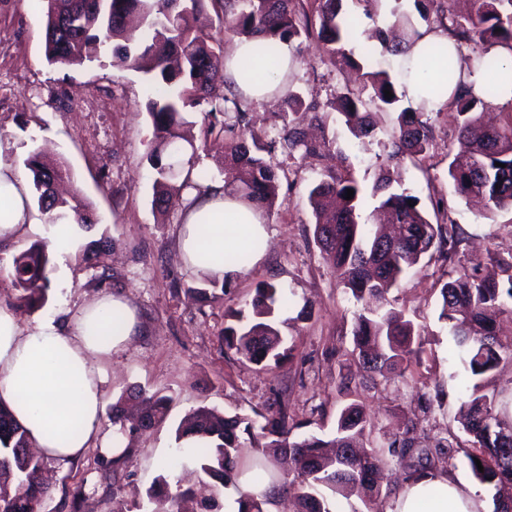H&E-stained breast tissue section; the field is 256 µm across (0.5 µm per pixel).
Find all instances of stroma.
<instances>
[{
  "label": "stroma",
  "instance_id": "stroma-1",
  "mask_svg": "<svg viewBox=\"0 0 512 512\" xmlns=\"http://www.w3.org/2000/svg\"><path fill=\"white\" fill-rule=\"evenodd\" d=\"M45 25L38 0H0V134L19 141L22 152L16 165L40 149L64 161L98 223L60 257L72 273L69 287L51 286L45 305L20 318L29 325L60 318L99 294L123 297L135 309L136 336L102 367L107 403L139 388L171 400L168 419L135 437L140 453L130 471L139 489L149 488L161 474L173 487L200 483L202 475L195 466H168L177 445L176 428L186 414L201 406L228 415L246 413L273 402L283 390L295 422L314 432L332 431L343 406L363 402L379 420L378 441L386 443L405 421L420 381L445 393L442 406L422 416L420 428L433 441L459 433V397L466 378L459 359L448 350V326L439 318L445 266L437 261L415 266L390 295L393 308L422 336L420 364L406 370L398 366L373 379L349 355L357 305L322 260L313 238L307 194L327 174L351 171L364 195L359 213L369 216L372 186L388 163L395 113H376L373 137L354 139L333 109L337 96L346 90L348 68L343 62L325 60L315 39L300 43L304 61L292 72L291 88L305 104H318V122L308 133L326 138L328 148L317 158L300 149L289 154L274 151L270 161L279 175L281 205L265 218L268 240L263 256L226 273V294H215L203 305L185 292L198 285L200 277L177 248L181 208L173 204L162 212L154 205L146 79L114 66L108 56L71 69L49 65ZM426 120L434 146L422 162L399 163L402 187L417 197L427 216H435L437 204H444L448 221L467 233L469 258H482L490 251L512 255V215L504 213L494 221L484 218L473 202L456 194L448 178L452 112H430ZM103 236L108 239L106 263L114 276L100 284L96 269L79 254ZM262 282L285 287L291 301L278 319L295 357L275 378L219 341L225 309L251 299ZM306 305L312 307V317L299 319ZM349 375L356 386L345 385Z\"/></svg>",
  "mask_w": 512,
  "mask_h": 512
}]
</instances>
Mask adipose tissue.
Here are the masks:
<instances>
[{
	"label": "adipose tissue",
	"instance_id": "1",
	"mask_svg": "<svg viewBox=\"0 0 512 512\" xmlns=\"http://www.w3.org/2000/svg\"><path fill=\"white\" fill-rule=\"evenodd\" d=\"M439 39V34L428 33L424 42L396 58L401 92L412 104L430 111L443 103L428 92L441 65L425 60L424 52L426 43ZM278 53L279 63L272 67L253 55L250 43L237 40L225 59L224 74L243 92L266 99L294 57L286 42L279 44ZM19 150L17 140L0 136V245L43 230L50 250L64 252L76 241L78 227L43 225L13 163ZM266 238L263 217L225 195L223 184L215 183L183 211L177 245L195 272L221 275L225 268L216 263V256L248 248L261 256ZM137 330L127 301L111 296L84 300L64 321L49 317L32 325L0 307V402L11 409L31 445L48 460L68 463L97 440L104 398L97 362L125 346ZM393 512H478L477 491L445 475L425 478L410 483L396 498Z\"/></svg>",
	"mask_w": 512,
	"mask_h": 512
}]
</instances>
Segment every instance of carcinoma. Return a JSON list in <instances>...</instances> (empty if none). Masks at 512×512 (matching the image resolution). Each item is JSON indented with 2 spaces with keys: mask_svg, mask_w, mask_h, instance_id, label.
Returning a JSON list of instances; mask_svg holds the SVG:
<instances>
[{
  "mask_svg": "<svg viewBox=\"0 0 512 512\" xmlns=\"http://www.w3.org/2000/svg\"><path fill=\"white\" fill-rule=\"evenodd\" d=\"M46 14L45 57L59 68L82 66L112 53L114 63L142 74L151 85L146 104L153 126L149 143L155 170L154 203L162 208L173 195L190 203L193 193L203 194L211 178L197 168V147L184 135L193 125L189 114L207 105L203 120L207 132L218 131L224 138V190L264 215L278 201L279 179L262 156L275 145L290 153L302 147L307 155H320L326 144L310 143L304 128L284 129L279 143H266L250 128L249 97L232 88L224 78V57L212 43L207 26L199 17L213 5L224 24V33L244 38L267 63L277 60L280 41L316 35L331 57L347 60L361 78L358 90H348L337 111L351 135L361 141L374 131L367 112L359 111L362 95L383 111L397 108L396 81L385 70L368 61L371 49L356 60L346 49L354 33V20L345 14L344 0H39ZM470 16L458 19L436 15L430 18L433 0H418L417 11L429 31H443L454 41L471 47L472 68L488 76L481 93H475L456 78L453 58H448V83L434 92L444 93L456 84L450 102L456 123V138L448 152L457 157L448 162V177L462 197L486 201L485 218L512 212V117L487 127L477 113L494 108L502 88L512 85V66L488 55L494 44L512 46V0H474ZM390 35L378 31L383 51L404 54L423 33L407 15L395 10ZM391 91L392 97L385 96ZM424 108L403 109L391 142V160L409 156L415 161L427 157L433 141L431 127L422 120ZM501 166H495V163ZM32 174L33 199L38 209L49 215L52 224H79L89 228L95 218L89 204L76 191L70 199L58 197L55 183L72 176L61 161H49L33 153L25 161ZM390 169L381 170L372 187L376 212L387 214L395 232L359 222L361 190L352 176L330 174L309 190L308 201L315 216L313 235L322 258L336 272L338 282L363 303L353 328L351 356L366 371L381 375L408 357H419L422 342L414 325L403 313L389 307V295L399 287L402 276L426 256L443 263H459L462 273L449 277L440 288L439 319L448 325L450 350L457 353L472 384L465 385L459 414L468 444L460 445L453 434L434 443L418 432L417 423L407 418L401 434L388 445H380L373 434L375 417L363 405L350 403L336 417L330 434L298 433L300 425L290 421L288 402L275 399L274 407L252 413L227 416L201 406L189 414L176 431V440L197 438L199 448H177L175 455L195 458L200 471L209 478V495L201 498L203 512H214L224 487L236 485L244 476L268 483L259 497L245 493L238 500L239 512H269L276 495L294 490L300 512H337L334 500L357 496L374 503L381 496H397L408 481H418L435 472L449 473L463 454L479 482L493 487L495 510L512 508V413L502 401L503 392L489 388L494 373L512 364V337L503 338L497 328L502 317L512 319V256L488 253L501 278L483 276L480 265L462 263L460 247L466 233L456 224H433L418 208V199L394 187ZM353 198L345 199L347 190ZM106 249L103 241L89 244L83 260L103 270L106 280ZM51 253L44 240L22 245L13 255L9 275L18 291L17 308H35L44 303L50 288ZM288 307L285 289L261 283L245 308L230 309L232 323L224 327L222 342L259 369L274 374L292 357L284 347L276 312ZM140 405L138 417L125 424L124 402ZM120 397L112 404L114 447L121 452H99L95 470L103 482L93 485V493L123 512L118 498L121 481L139 449L123 439L164 422L170 412L169 399L141 391ZM444 394L420 387L415 408L428 413L442 404ZM247 435L252 455H243L242 435ZM483 470H478L475 460ZM47 459L29 451L25 430L12 412L0 406V512H46L50 488L39 474ZM396 467L405 468L401 481L381 490L375 476ZM130 508L138 512H179L181 499L194 498L199 491L186 488L168 491L162 477L142 493L130 490Z\"/></svg>",
  "mask_w": 512,
  "mask_h": 512,
  "instance_id": "carcinoma-1",
  "label": "carcinoma"
}]
</instances>
